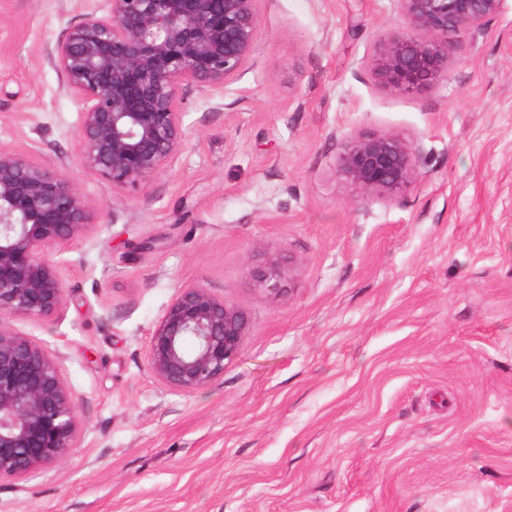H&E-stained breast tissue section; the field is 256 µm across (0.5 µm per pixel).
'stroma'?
<instances>
[{
	"label": "stroma",
	"mask_w": 512,
	"mask_h": 512,
	"mask_svg": "<svg viewBox=\"0 0 512 512\" xmlns=\"http://www.w3.org/2000/svg\"><path fill=\"white\" fill-rule=\"evenodd\" d=\"M109 0H0V145L67 176L97 228L56 262L60 312L6 322L58 356L84 425L0 480V512H512V0L455 40L449 80L386 90L367 60L394 0H257L223 91L180 94L185 140L139 189L78 162L81 105L48 57ZM396 132L418 178L363 198L345 139ZM277 258L286 290L258 289ZM241 309L223 377L161 385L178 289Z\"/></svg>",
	"instance_id": "obj_1"
}]
</instances>
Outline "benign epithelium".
Segmentation results:
<instances>
[{
  "label": "benign epithelium",
  "mask_w": 512,
  "mask_h": 512,
  "mask_svg": "<svg viewBox=\"0 0 512 512\" xmlns=\"http://www.w3.org/2000/svg\"><path fill=\"white\" fill-rule=\"evenodd\" d=\"M257 0H110L90 11L50 53L82 103L78 159L118 188L161 171L185 140L179 93L218 90L253 59ZM405 28L380 37L368 65L378 83L415 95L448 81L454 38L497 16L502 0H395ZM338 171L362 197L395 200L416 179L411 142L395 132L346 138ZM94 214L64 175L0 145V314L42 320L65 302L52 253L89 235ZM279 295L285 269L250 271ZM245 313L200 286L182 288L148 347L152 374L183 392L202 389L239 357ZM82 425L60 361L0 321V479L67 457Z\"/></svg>",
  "instance_id": "7a95c632"
}]
</instances>
